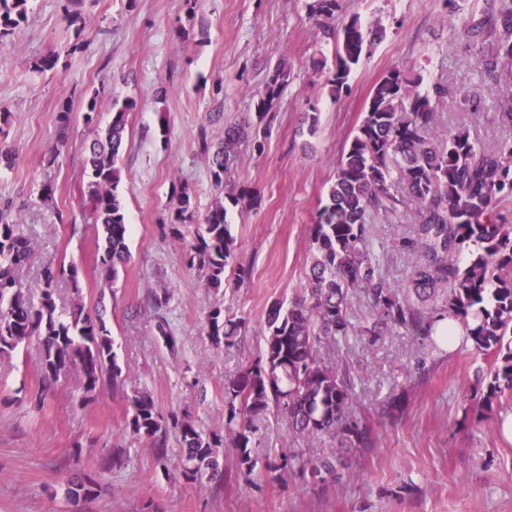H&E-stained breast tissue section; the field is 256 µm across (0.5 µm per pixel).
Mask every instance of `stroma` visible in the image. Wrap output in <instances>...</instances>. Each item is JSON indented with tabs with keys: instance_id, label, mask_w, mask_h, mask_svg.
<instances>
[{
	"instance_id": "1",
	"label": "stroma",
	"mask_w": 512,
	"mask_h": 512,
	"mask_svg": "<svg viewBox=\"0 0 512 512\" xmlns=\"http://www.w3.org/2000/svg\"><path fill=\"white\" fill-rule=\"evenodd\" d=\"M337 23L360 16L382 23L385 39L349 79L340 98L329 93L333 45L322 42L309 18L307 0H200L188 12L184 0H80L82 33L64 20L60 0H30L26 25L0 47V145L15 156L0 165V205L34 245L20 271L31 302L40 298V273L49 261L76 264L78 287L57 290L59 311L83 305L102 314L114 351L128 379L83 398L80 372L70 368L35 406L43 373L37 345L0 358V512H512V439L501 415L479 419L472 399L487 375V361L459 347L422 355L409 336L392 333L377 343L351 340L341 359L357 378L356 397L377 437L374 450L355 459L356 479L329 483L314 493L275 485L254 486L229 477L217 491H200L165 475L148 443L124 429L133 390L148 391L162 413H189L198 429H224V383L258 358L268 307L289 301L307 284L311 227L333 182L350 132L360 123L369 92L389 69H413L424 83L447 82L451 98L437 107L441 129L465 124L472 140L488 147L512 140L482 91L477 55L465 35L470 14L482 0H340ZM87 42L70 53L74 38ZM55 52L56 69L34 71V60ZM287 59L291 78L270 126L263 152L242 146L231 180L248 189L256 205L229 208L236 240L224 286L209 288L204 271L188 268L174 224L173 186H188L195 220L205 217L224 190L209 173L201 143L217 145L227 125L254 116L269 65ZM109 91L94 125L73 109L68 132L57 113L63 102L97 87ZM481 92L477 113L455 110L453 96ZM135 99L117 159L118 191L131 228L130 257L116 280H106L92 224H70L84 201V150L104 132L113 101ZM55 164H48L51 151ZM53 203L42 200L45 186ZM414 207L400 217L376 216L375 245L390 249L392 282L408 279L413 252L396 249L410 235ZM248 278L238 281L239 269ZM168 287L162 312L147 294ZM221 307L244 318L246 331L230 349L212 344L207 315ZM165 316L175 347L155 327ZM426 376L407 379L418 360ZM406 388L407 402L394 419L373 417L374 404ZM123 448L122 466L100 469L102 457ZM94 471L100 496L73 504L64 497L71 474Z\"/></svg>"
}]
</instances>
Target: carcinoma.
I'll return each mask as SVG.
<instances>
[{
  "mask_svg": "<svg viewBox=\"0 0 512 512\" xmlns=\"http://www.w3.org/2000/svg\"><path fill=\"white\" fill-rule=\"evenodd\" d=\"M470 20L467 37L477 47L482 82L494 90L512 77V0H483ZM29 0H0V46L28 18ZM309 15L323 41L335 47L329 79L330 94L348 89L351 73L387 33L381 22L367 25L359 16L336 27L340 0H311ZM291 69L284 59L266 73L264 91L254 103L255 127L267 130ZM421 76L407 69L388 70L372 88L361 124L346 141L336 164L309 241L307 288L291 302L273 303L266 315L261 356L224 383V435L203 434L185 414L164 416L151 394L135 390L125 430L147 441L158 463L168 468L167 440L175 434L181 455L174 475L207 491L224 484L217 448L230 449L237 476H257L287 486L296 480L303 489L322 488L328 479L351 481L358 472L350 454L368 452L376 438L360 411L349 370L343 361L324 357L337 352L355 333L349 300L361 295L370 307L364 331L372 343L388 333L411 336L424 348L439 349L433 337L437 323L452 318L463 328V345L491 359L486 391L477 403L482 414L512 399V222L500 211L512 200V140L479 148L470 133L440 130L438 102L448 85L434 82L421 88ZM104 89L80 96L83 118H97ZM132 99L112 104V119L104 137L86 148L84 174L88 197L81 209L84 222L101 225L104 244L100 262L113 279L129 257L128 224L117 188L116 167L127 112ZM505 124H512V91L493 97ZM250 122L224 128V142L211 156V176L221 186L240 144L249 138ZM407 195L399 193V189ZM175 219L193 214L192 193L172 192ZM415 205L413 236L399 240L417 254L404 286L384 273L387 253L374 249L370 216H398ZM227 208L219 202L195 227L185 245L189 267L205 271L211 288L224 286V272L236 243L227 223ZM33 256L31 242L20 235L7 210L0 209V356H9L35 338L41 348L44 379L56 381L71 366L81 370L84 397L108 383L124 384L127 376L113 350V339L98 315L78 305L65 316L57 312L56 289L67 281L79 288L74 264L48 263L41 270L38 306L26 298L18 271ZM209 336L216 346L237 343L246 321L216 307L207 316ZM404 393H392L377 409L393 419L403 409ZM288 420V449L262 447L260 423L269 414ZM324 438L336 441L328 456H308L302 446ZM94 475L82 472L68 482L66 497L74 504L98 498Z\"/></svg>",
  "mask_w": 512,
  "mask_h": 512,
  "instance_id": "1",
  "label": "carcinoma"
}]
</instances>
